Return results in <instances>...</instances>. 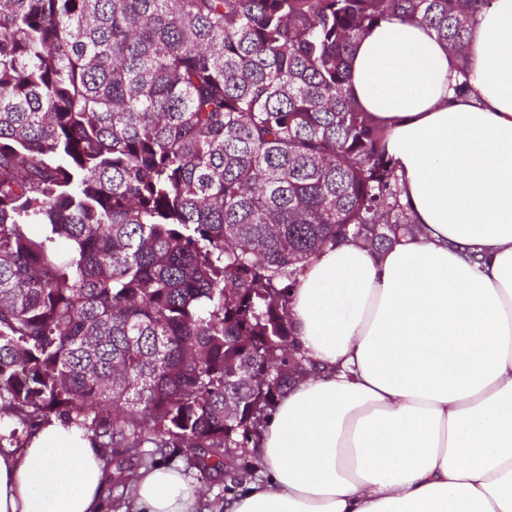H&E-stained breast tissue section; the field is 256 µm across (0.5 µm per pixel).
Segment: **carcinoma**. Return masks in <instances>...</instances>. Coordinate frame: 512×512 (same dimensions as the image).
Wrapping results in <instances>:
<instances>
[{"label": "carcinoma", "instance_id": "1", "mask_svg": "<svg viewBox=\"0 0 512 512\" xmlns=\"http://www.w3.org/2000/svg\"><path fill=\"white\" fill-rule=\"evenodd\" d=\"M485 0H0V448L56 419L143 465L234 467L296 379L289 289L419 228L351 53ZM231 402L239 418L227 421Z\"/></svg>", "mask_w": 512, "mask_h": 512}]
</instances>
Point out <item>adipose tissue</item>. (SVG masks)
Wrapping results in <instances>:
<instances>
[{
  "label": "adipose tissue",
  "instance_id": "obj_1",
  "mask_svg": "<svg viewBox=\"0 0 512 512\" xmlns=\"http://www.w3.org/2000/svg\"><path fill=\"white\" fill-rule=\"evenodd\" d=\"M469 86L418 22L359 39L352 86L386 133L422 232L327 247L292 291L317 368L266 419L262 476L224 512H512V0L472 29ZM103 451L41 426L0 450V512H104ZM180 470L141 469L132 512H196Z\"/></svg>",
  "mask_w": 512,
  "mask_h": 512
}]
</instances>
